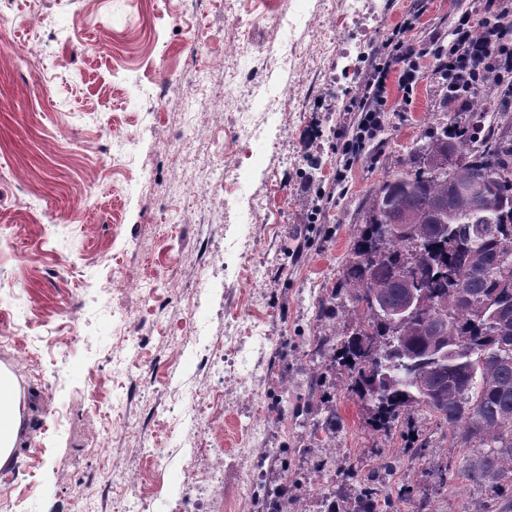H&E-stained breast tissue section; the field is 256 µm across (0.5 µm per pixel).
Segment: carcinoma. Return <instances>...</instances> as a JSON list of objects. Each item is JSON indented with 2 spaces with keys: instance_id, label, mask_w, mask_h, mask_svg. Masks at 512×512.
<instances>
[{
  "instance_id": "obj_1",
  "label": "carcinoma",
  "mask_w": 512,
  "mask_h": 512,
  "mask_svg": "<svg viewBox=\"0 0 512 512\" xmlns=\"http://www.w3.org/2000/svg\"><path fill=\"white\" fill-rule=\"evenodd\" d=\"M386 180L346 270L355 331L331 348L389 434L416 406L477 449L465 477L512 484V139L457 121ZM416 306L396 323L377 304Z\"/></svg>"
}]
</instances>
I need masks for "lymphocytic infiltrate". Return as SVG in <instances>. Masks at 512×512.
Listing matches in <instances>:
<instances>
[{
	"label": "lymphocytic infiltrate",
	"mask_w": 512,
	"mask_h": 512,
	"mask_svg": "<svg viewBox=\"0 0 512 512\" xmlns=\"http://www.w3.org/2000/svg\"><path fill=\"white\" fill-rule=\"evenodd\" d=\"M429 59L439 85L445 86L453 111L468 110L477 95L489 93L498 108H512V0H488L485 16L462 12L449 42L426 45L402 37L387 40L375 53L363 92L353 98L349 111L359 113L355 137L343 143L348 160H355L365 140L380 127L387 110V84L397 76L403 102H411L423 77L421 59Z\"/></svg>",
	"instance_id": "f902f5d3"
}]
</instances>
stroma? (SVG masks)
Masks as SVG:
<instances>
[{
	"label": "stroma",
	"instance_id": "1",
	"mask_svg": "<svg viewBox=\"0 0 512 512\" xmlns=\"http://www.w3.org/2000/svg\"><path fill=\"white\" fill-rule=\"evenodd\" d=\"M484 0H44L73 17L45 30L60 61L55 80L27 64L24 5L0 25V368L25 403L18 450L0 483L12 512H114L122 502L113 460L144 468L135 512H253L260 485L287 483L283 512H352L373 489L391 512H487L512 491L468 481L471 452L420 408L392 432L372 427L371 404L352 392L347 367L316 354L346 336L345 274L367 201L413 147L452 124L442 87L425 78L410 105L388 85L385 126L345 167L340 129L364 89L374 51L400 35L446 36ZM247 43L229 52L232 37ZM332 56H325L326 46ZM297 97L265 116L230 89L226 72ZM243 147L225 170L228 148ZM112 156L109 171L94 160ZM223 183L200 186L202 166ZM182 184L183 193L172 190ZM264 198L253 210L249 195ZM26 207H18V200ZM46 206L55 223H39ZM223 209L226 220L210 216ZM140 288L118 291L125 272ZM336 293V314L318 301ZM190 331L175 350L171 327ZM36 348L35 367L14 359ZM208 397L193 403L195 386ZM195 406L218 420L222 458L188 457L176 423ZM99 416H91V407ZM124 416L111 457L91 449L101 416ZM335 416V430L326 419ZM426 444L415 457L413 438Z\"/></svg>",
	"mask_w": 512,
	"mask_h": 512
}]
</instances>
